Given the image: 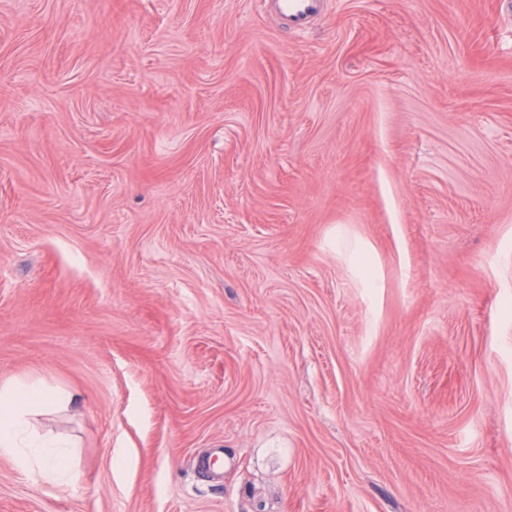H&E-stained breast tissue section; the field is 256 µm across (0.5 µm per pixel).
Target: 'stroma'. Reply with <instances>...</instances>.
<instances>
[{"instance_id": "35a3bbf8", "label": "stroma", "mask_w": 512, "mask_h": 512, "mask_svg": "<svg viewBox=\"0 0 512 512\" xmlns=\"http://www.w3.org/2000/svg\"><path fill=\"white\" fill-rule=\"evenodd\" d=\"M14 380L0 512H512V11L0 0ZM269 2L275 4L281 25L294 32L307 30L324 7V0H264L263 7ZM74 401L62 391L36 382L16 380L0 388V456L27 470L36 465L49 485L73 483L69 443L60 437L40 433L33 417L43 410L67 407Z\"/></svg>"}]
</instances>
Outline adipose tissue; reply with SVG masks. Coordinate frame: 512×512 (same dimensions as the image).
I'll return each instance as SVG.
<instances>
[{"instance_id":"adipose-tissue-1","label":"adipose tissue","mask_w":512,"mask_h":512,"mask_svg":"<svg viewBox=\"0 0 512 512\" xmlns=\"http://www.w3.org/2000/svg\"><path fill=\"white\" fill-rule=\"evenodd\" d=\"M72 402L66 393L36 382L16 380L0 386V456L23 470L38 467L47 484L73 483L67 441L40 433L33 423L38 412Z\"/></svg>"}]
</instances>
